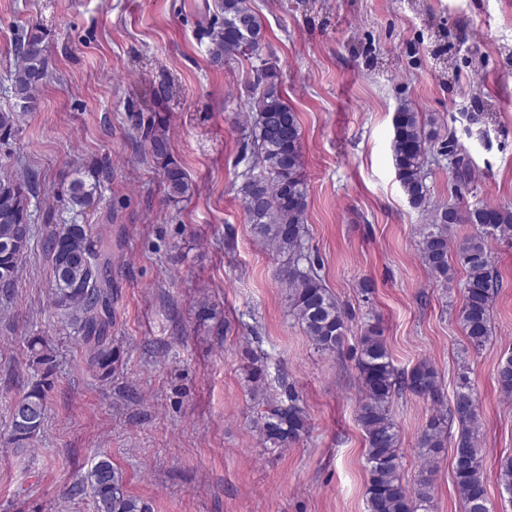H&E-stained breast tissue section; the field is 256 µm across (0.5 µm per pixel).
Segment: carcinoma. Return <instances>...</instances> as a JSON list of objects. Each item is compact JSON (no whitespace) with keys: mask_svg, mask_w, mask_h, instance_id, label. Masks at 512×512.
I'll return each instance as SVG.
<instances>
[{"mask_svg":"<svg viewBox=\"0 0 512 512\" xmlns=\"http://www.w3.org/2000/svg\"><path fill=\"white\" fill-rule=\"evenodd\" d=\"M222 20L204 31L209 53L217 62L260 55L265 40L261 18L250 0H221ZM48 46L36 33L17 38L11 90L20 111L36 108L43 81L47 77ZM247 124L250 127L252 156L263 173L249 175L238 188L247 222L255 235L278 255L287 258L280 284L288 299L289 312L301 323L306 335L320 350L339 352L349 332L348 316L326 288L305 243V214L308 186L302 173L300 124L296 112L282 93L280 67L264 59L248 94ZM17 115L0 112V140L11 138ZM391 154L402 191L414 208L427 207L428 189L423 177L432 132L422 113L406 104L393 116ZM136 131L148 156L161 170L166 195L177 204L192 197L196 185L172 156L165 117L154 108L139 110ZM96 185L77 177L70 182V199L79 206L91 202ZM30 180L0 179V289L7 291L25 258L35 228L29 211ZM469 224L475 232L459 239L450 237L452 227ZM419 255L427 271L438 281L454 280V265L466 271L463 302L456 314L467 345L482 350L491 336V314L497 294V276L489 250V240L512 239V210L491 206L462 210L456 206L438 207L430 213V223L421 225ZM55 288L53 304L60 310L76 338L86 350L90 366L112 371L111 266L102 240L93 234L91 224H63L53 228L46 239ZM455 257L450 262L449 257ZM32 363L54 362L51 348L36 336L29 339ZM356 368L361 398L357 420L364 433L369 482L366 487L368 512H431L434 462L448 438L454 437V483L465 512H491L479 424V397L468 372L457 375L453 405L432 415L422 429L418 447L422 465L415 487L400 475L399 438L391 415L395 396L406 391L432 396L438 391V373L426 361L409 372L398 371L377 323L361 326ZM500 391L512 397V355L497 367ZM48 375L31 385L14 407L10 441L22 450L41 430L47 415ZM260 412L263 441L286 449L308 431V418L293 388L288 403L268 399ZM457 434H452V428ZM496 480L512 496V457L500 461ZM90 487L94 512H150L141 498L129 494L122 477L107 455L98 456L84 485Z\"/></svg>","mask_w":512,"mask_h":512,"instance_id":"carcinoma-1","label":"carcinoma"}]
</instances>
